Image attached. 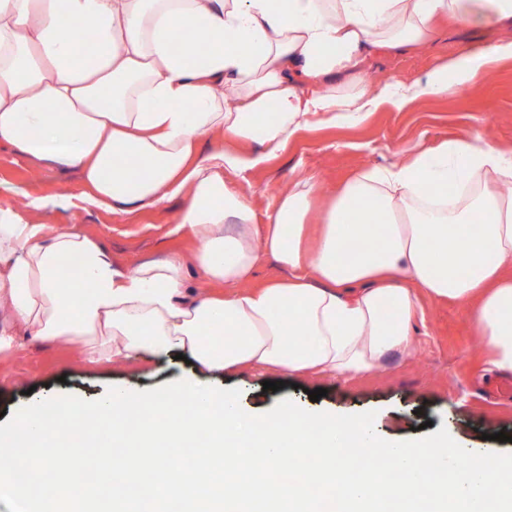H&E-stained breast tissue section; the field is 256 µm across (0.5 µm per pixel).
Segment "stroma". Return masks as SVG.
<instances>
[{"mask_svg":"<svg viewBox=\"0 0 512 512\" xmlns=\"http://www.w3.org/2000/svg\"><path fill=\"white\" fill-rule=\"evenodd\" d=\"M443 35L429 49L402 55H372V71L379 80L410 82L428 70L490 40L512 38L511 27L472 26ZM478 130L512 147V59L496 63L484 86L445 98H431L397 109L389 105L350 127H312L277 156L245 173H226L228 184L252 187L258 218L271 211L281 190L294 177L315 175L333 189L361 165L398 161L401 150L422 143L435 146ZM74 168L36 161L0 144V208L18 207L23 200L41 201L39 218L51 228L74 227L102 244L121 267L162 258L168 251L195 248L187 233L176 232L173 220L181 200L165 208L131 214H112L82 204ZM413 355H390L369 374L355 379L321 377L295 380L277 391L264 390L263 378H209L218 387L241 389L250 405L263 408L289 398L309 404L310 391L326 389L318 407L343 413L374 412V424L387 437H407L429 422L447 428L470 448L490 453L512 452V393L504 392L503 378L486 370V347L476 336L464 305L451 301L425 304L414 323ZM86 345L76 339L61 345L20 337L15 349L0 352V411L14 414L31 401L70 393L93 400L108 387L149 390L192 374L184 360L150 357L126 364L92 365L85 361ZM505 432L499 442L495 433Z\"/></svg>","mask_w":512,"mask_h":512,"instance_id":"1","label":"stroma"}]
</instances>
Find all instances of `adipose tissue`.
<instances>
[{
	"label": "adipose tissue",
	"mask_w": 512,
	"mask_h": 512,
	"mask_svg": "<svg viewBox=\"0 0 512 512\" xmlns=\"http://www.w3.org/2000/svg\"><path fill=\"white\" fill-rule=\"evenodd\" d=\"M438 17L512 22V0H0V143L79 168L80 201L110 213L182 199L175 222L200 241L122 270L87 235L0 209V351L23 334L84 340L99 361L181 352L201 373L355 377L411 354L426 298L466 304L491 371L512 374V149L465 134L331 193L300 176L260 227L224 179L309 125L470 91L512 59L501 40L370 83V52L429 46ZM355 211L362 244L347 255ZM269 257L288 278L253 286ZM190 261L206 283L192 300Z\"/></svg>",
	"instance_id": "obj_1"
}]
</instances>
